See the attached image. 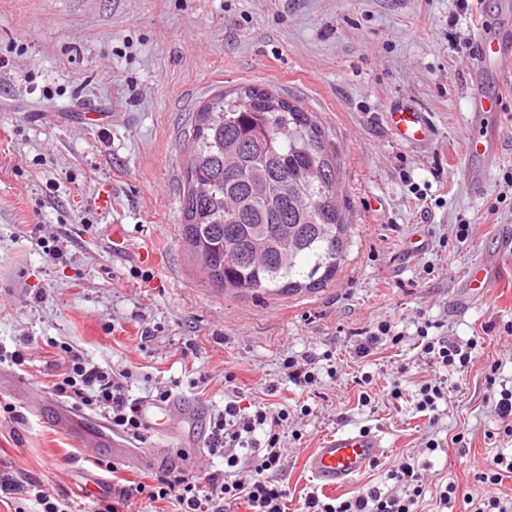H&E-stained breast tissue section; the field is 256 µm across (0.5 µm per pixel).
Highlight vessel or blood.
I'll list each match as a JSON object with an SVG mask.
<instances>
[{
	"instance_id": "b4317fda",
	"label": "vessel or blood",
	"mask_w": 512,
	"mask_h": 512,
	"mask_svg": "<svg viewBox=\"0 0 512 512\" xmlns=\"http://www.w3.org/2000/svg\"><path fill=\"white\" fill-rule=\"evenodd\" d=\"M474 56L478 75L496 80L501 78V65L512 61V8L502 7L494 19L485 23ZM388 121L396 137L411 145L427 143L434 134L427 114L409 104L389 112ZM182 412L183 406L177 400L165 403L144 398L137 404L143 426L156 434L160 433L165 419L181 415ZM57 422L71 434L81 431L85 424H94L97 443L109 447L116 456L128 452L126 440L114 436L105 423L91 422L89 416L77 415L71 407L59 406ZM386 452L381 437L372 432L342 431L328 437L319 448L314 449L307 457L306 465L324 488L336 489L365 472Z\"/></svg>"
}]
</instances>
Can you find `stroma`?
<instances>
[{"mask_svg": "<svg viewBox=\"0 0 512 512\" xmlns=\"http://www.w3.org/2000/svg\"><path fill=\"white\" fill-rule=\"evenodd\" d=\"M499 0H0V512L45 503L95 512L123 480H150L163 463L188 475L223 469L203 435L237 399L266 403L279 422L288 512L320 487L306 457L332 433L367 429L390 453L338 489L346 500L387 477L392 451L423 475L417 512H465L463 497L494 495L512 512V478L493 486L478 469L512 458L495 404L512 390V73L489 81L499 156L487 180L463 167L476 87L471 55L449 37H479ZM273 88L317 116L340 162L352 224L348 256L327 288L274 299L212 288L180 236L187 139L217 91ZM408 102L429 116L422 146L399 141L384 116ZM96 105L98 120L81 117ZM468 235H461V225ZM496 263L484 298L464 301L467 268ZM387 322L399 332L374 354L358 334ZM477 357L448 380L441 417L415 408L425 323ZM127 375L134 399L163 391L207 419H173L142 433L123 458L61 431L47 396L60 348ZM317 355V386L288 380L286 361ZM380 394L362 405L355 379ZM400 388V400L386 392ZM464 443H456L457 434ZM439 447L428 451V440ZM98 488L82 493L88 476ZM455 483L460 499L442 503Z\"/></svg>", "mask_w": 512, "mask_h": 512, "instance_id": "obj_1", "label": "stroma"}]
</instances>
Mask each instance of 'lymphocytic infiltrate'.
<instances>
[{
  "label": "lymphocytic infiltrate",
  "instance_id": "f902f5d3",
  "mask_svg": "<svg viewBox=\"0 0 512 512\" xmlns=\"http://www.w3.org/2000/svg\"><path fill=\"white\" fill-rule=\"evenodd\" d=\"M421 351L429 363L453 373L466 367L476 348L475 343H457L444 336H429L420 330ZM63 362L68 371L53 382V390L61 396L80 401L82 406L99 411L111 419L112 425L132 438H139L142 424L138 419L119 375L84 361L73 349H66ZM268 412L264 406H256L253 413H243L236 401H228L224 410L210 422L207 448L210 454L224 457L227 468L236 467L238 459L233 447L241 444L243 434L254 433L264 425ZM277 433H270L266 440V452L246 480L229 479L225 471H215L201 478H193L182 470L166 466L160 468L152 482H138L124 486L120 498L130 501L138 496L152 500H168L175 512H230L231 508L244 506L245 512H285L288 487L274 476L281 467V453ZM390 479L408 484L407 496L382 493L378 488L335 503L323 502L318 495L305 497L302 512H415L414 506L421 495L423 477L413 459L399 455Z\"/></svg>",
  "mask_w": 512,
  "mask_h": 512
}]
</instances>
